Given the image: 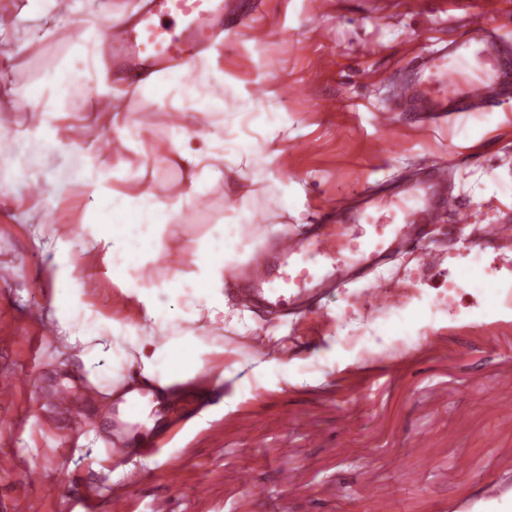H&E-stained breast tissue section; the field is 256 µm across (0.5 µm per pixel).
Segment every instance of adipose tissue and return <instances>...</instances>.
I'll return each instance as SVG.
<instances>
[{"mask_svg":"<svg viewBox=\"0 0 512 512\" xmlns=\"http://www.w3.org/2000/svg\"><path fill=\"white\" fill-rule=\"evenodd\" d=\"M219 77L217 66L207 64L196 72L178 70L161 82L147 79L139 90L161 101L187 102L196 110H215L219 104L212 99L209 87ZM255 111L260 112L263 124L274 125L279 121L274 109L264 107L253 98H245L238 112L226 123L228 137L222 152L237 158L262 155L261 143L244 136L241 129L244 117ZM189 141V135L185 134L173 144L175 157L188 160L192 169L184 178L186 193L172 203L159 201L147 191L115 189L111 171L98 167L88 152L82 157L73 183L65 182L55 188L56 194L61 195L76 185L91 198L95 224L90 248L102 254L109 273L122 283L124 293L135 299L145 323L141 329L117 323L105 329L97 323L74 329L72 315L82 305V284L75 268L58 253L53 259L58 325L66 334V343L79 348L85 367H92L102 355L128 364L131 378L126 396L130 399L137 397L143 387L154 388L165 396L174 385L195 381L205 364L204 354L192 337L180 333L179 324L184 320L213 323L223 319L225 314L224 275L228 260L218 254L215 245H198L190 269L175 270L170 281L158 285L144 273L141 253L152 249L156 236L154 225L145 223V216L158 212L172 217L183 204L197 196L203 182L221 175L217 166L220 152H214L209 143L198 149L190 148ZM163 293L185 298V308H162L158 297Z\"/></svg>","mask_w":512,"mask_h":512,"instance_id":"adipose-tissue-1","label":"adipose tissue"}]
</instances>
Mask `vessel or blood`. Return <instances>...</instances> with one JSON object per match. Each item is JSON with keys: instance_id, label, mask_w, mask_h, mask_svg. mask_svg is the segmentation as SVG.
<instances>
[{"instance_id": "b4317fda", "label": "vessel or blood", "mask_w": 512, "mask_h": 512, "mask_svg": "<svg viewBox=\"0 0 512 512\" xmlns=\"http://www.w3.org/2000/svg\"><path fill=\"white\" fill-rule=\"evenodd\" d=\"M235 0H149L147 10L129 28L113 31L104 21L100 34L112 44L127 79L196 63L199 52L224 30L234 12ZM467 39L453 42L426 55L418 65L415 82H398L393 110L403 112H469L489 109L495 102L492 88H512V55L501 51L492 39L494 27L486 10L475 6L467 14ZM380 216L359 211L351 217V234L335 225L338 212L328 208L313 235L279 239L271 263L238 268L234 277L265 295L273 305L313 293L336 278L378 267L393 250L417 246L416 229L437 222L440 212L456 211L455 196L444 194L434 204L396 213L389 201L376 204Z\"/></svg>"}]
</instances>
